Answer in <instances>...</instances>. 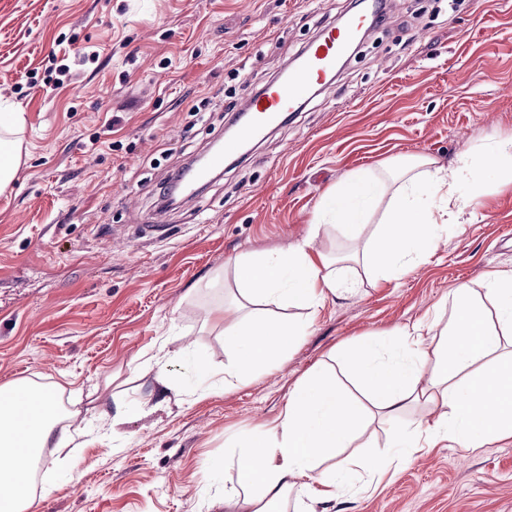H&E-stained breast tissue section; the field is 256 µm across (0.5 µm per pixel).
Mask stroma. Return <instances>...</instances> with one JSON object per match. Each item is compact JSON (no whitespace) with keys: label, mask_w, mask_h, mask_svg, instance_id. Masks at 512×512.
Listing matches in <instances>:
<instances>
[{"label":"stroma","mask_w":512,"mask_h":512,"mask_svg":"<svg viewBox=\"0 0 512 512\" xmlns=\"http://www.w3.org/2000/svg\"><path fill=\"white\" fill-rule=\"evenodd\" d=\"M390 2L386 25L303 111L168 205L157 185L223 138L225 93L272 81L347 0H0V97L26 116L20 167L0 192V384L57 389L65 410L29 512H226L236 474L214 475L211 460L271 427L305 374L357 391L339 349L368 337L393 348L458 283L480 295L512 274V186L492 183L403 278L354 261L358 288L315 313L267 302L304 334L246 378L225 374L237 258L310 237L328 259L351 252L335 230L311 235L342 177L406 154L447 162L512 134V0ZM395 438L372 409L349 452ZM303 507L512 512V441L424 447L366 492Z\"/></svg>","instance_id":"35a3bbf8"}]
</instances>
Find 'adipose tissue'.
<instances>
[{"label": "adipose tissue", "instance_id": "ef3b65f1", "mask_svg": "<svg viewBox=\"0 0 512 512\" xmlns=\"http://www.w3.org/2000/svg\"><path fill=\"white\" fill-rule=\"evenodd\" d=\"M25 123L24 113L0 98V191L20 165L16 133ZM492 171L512 182V135H489L481 147L446 164L410 155L379 170L354 172L321 197L313 230L333 228L356 239L366 224L376 222L364 257L377 275L396 278L434 254L446 225L461 223L474 211ZM236 271L242 295L253 306L224 328L226 342L237 353L234 374L239 378L271 363L301 333L266 314L265 302L278 298L313 311L327 294L352 289L310 238L273 256L241 257ZM423 330L418 322L402 328L398 353L389 360L382 358V344L375 339L337 355L360 374L374 408L388 418L423 398L441 400L445 408L433 424L402 431L388 454L361 460L370 473H384L393 461L407 460L424 436L470 447L512 438V357L496 354L501 338L512 334V274L493 276L481 297L468 284L454 288L442 330L447 341L434 357L410 346ZM58 416L56 400L30 382L0 385V512H27L38 452L53 436ZM363 416L360 402L320 371H311L289 393L275 425L232 448L227 460L213 461V469L227 464L236 472L237 485L226 499L241 512H269L271 504L291 498L330 499L351 490L349 462L330 471L319 465L346 446Z\"/></svg>", "mask_w": 512, "mask_h": 512}]
</instances>
